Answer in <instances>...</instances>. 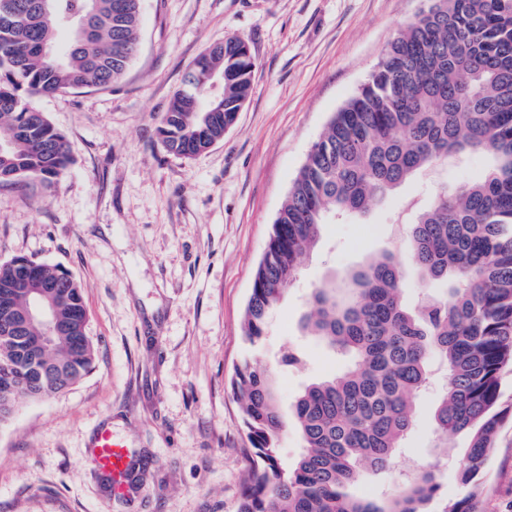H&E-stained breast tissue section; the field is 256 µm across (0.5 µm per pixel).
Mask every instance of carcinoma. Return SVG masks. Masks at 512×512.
I'll return each mask as SVG.
<instances>
[{
  "label": "carcinoma",
  "mask_w": 512,
  "mask_h": 512,
  "mask_svg": "<svg viewBox=\"0 0 512 512\" xmlns=\"http://www.w3.org/2000/svg\"><path fill=\"white\" fill-rule=\"evenodd\" d=\"M139 25L140 0H0V141L14 180L51 186L71 163L67 139L31 98L112 86L136 50ZM207 66L224 74V98L204 107L209 84L180 90L157 128L166 149L184 158L223 140L252 92L255 62L241 39H225ZM470 154L487 160L481 177L440 191L406 230L421 287L444 285L446 295L425 292L409 305L389 253L312 292L303 332L346 355L350 367L297 398L304 452L291 466L277 454L283 422L271 374L248 361L237 369L232 389L263 462L249 474L238 512H428L441 487L435 467L404 476L390 495L347 488L387 469L413 427L412 401L429 386L434 359L448 372L435 431L469 438L456 468L465 492L441 512H479L497 431L512 416L500 401L512 366V0H431L399 31L310 148L256 269L245 333L252 343L262 338L328 215L364 218L438 162ZM18 261L37 282L60 277L56 267L15 256L0 263V291ZM53 300L67 328L32 356L63 369L72 386L95 362L93 343L70 347L71 336L88 333L81 285L63 282ZM32 399L0 339V403L14 409Z\"/></svg>",
  "instance_id": "carcinoma-1"
}]
</instances>
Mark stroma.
<instances>
[{"instance_id":"stroma-1","label":"stroma","mask_w":512,"mask_h":512,"mask_svg":"<svg viewBox=\"0 0 512 512\" xmlns=\"http://www.w3.org/2000/svg\"><path fill=\"white\" fill-rule=\"evenodd\" d=\"M426 5L141 0L138 49L119 81L35 98L69 141L72 163L49 188L0 185V262L26 255L81 283L96 359L69 390L24 402L0 424V512H238L257 458L231 390L237 367H265L286 414L309 383L346 371V356L300 329L309 293L388 252L416 297L421 284L397 219L403 201H431L484 169L479 154L441 163L365 220H330L262 339H246L254 272L311 146ZM228 37L255 58L252 94L223 141L190 159L174 155L159 121L198 57ZM289 348L300 354L293 366L280 361ZM446 376L434 365L401 450L352 494H387L399 472L435 467L441 488L429 512L462 495L456 465L467 439L434 432ZM103 425L134 450L124 498L91 460ZM481 501L482 512H512V418L498 431Z\"/></svg>"}]
</instances>
